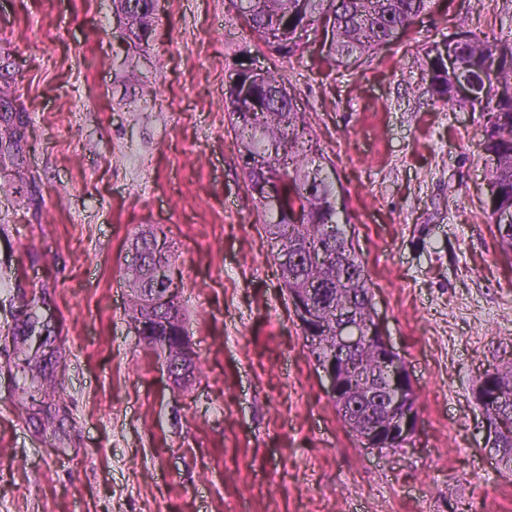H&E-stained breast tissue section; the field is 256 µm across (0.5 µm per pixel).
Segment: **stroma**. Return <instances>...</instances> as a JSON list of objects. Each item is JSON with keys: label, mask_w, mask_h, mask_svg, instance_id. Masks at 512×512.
Here are the masks:
<instances>
[{"label": "stroma", "mask_w": 512, "mask_h": 512, "mask_svg": "<svg viewBox=\"0 0 512 512\" xmlns=\"http://www.w3.org/2000/svg\"><path fill=\"white\" fill-rule=\"evenodd\" d=\"M461 24L512 39V0H431L358 66L322 62L320 32L278 62L419 395L417 438L380 451L329 400L247 192L224 89L270 51L229 0H160L141 46L113 0H0V87L28 115L24 178L0 155V512H512L473 397L512 365V258L484 119L431 97L424 55ZM147 228L181 272L183 390L130 326ZM22 350L44 381L23 407Z\"/></svg>", "instance_id": "1"}]
</instances>
